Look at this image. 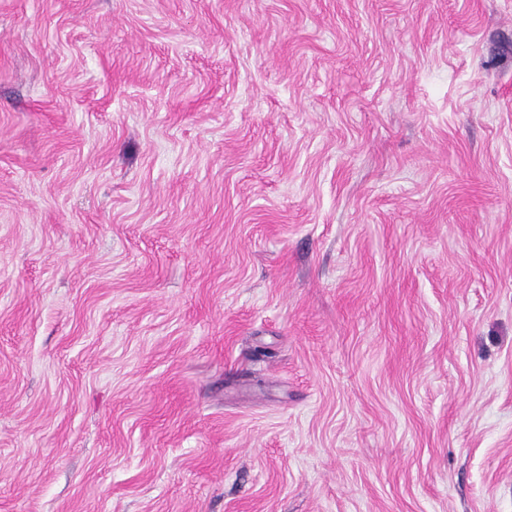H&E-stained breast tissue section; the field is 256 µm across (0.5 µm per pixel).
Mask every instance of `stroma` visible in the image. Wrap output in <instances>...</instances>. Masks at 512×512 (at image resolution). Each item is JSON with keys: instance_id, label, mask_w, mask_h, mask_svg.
I'll return each instance as SVG.
<instances>
[{"instance_id": "35a3bbf8", "label": "stroma", "mask_w": 512, "mask_h": 512, "mask_svg": "<svg viewBox=\"0 0 512 512\" xmlns=\"http://www.w3.org/2000/svg\"><path fill=\"white\" fill-rule=\"evenodd\" d=\"M0 512H512V0H0Z\"/></svg>"}]
</instances>
